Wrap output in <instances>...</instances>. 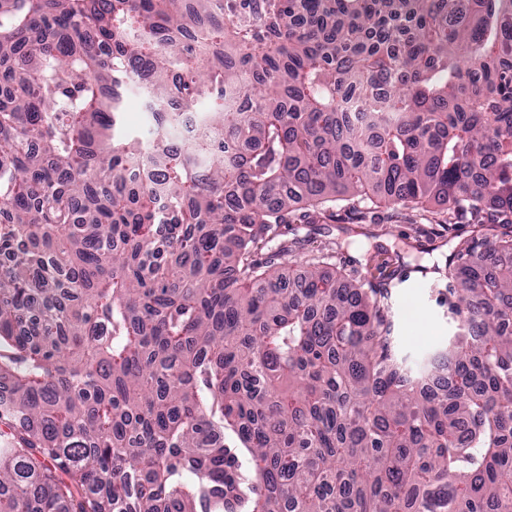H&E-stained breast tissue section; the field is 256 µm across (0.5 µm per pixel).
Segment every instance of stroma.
I'll return each instance as SVG.
<instances>
[{"label":"stroma","mask_w":512,"mask_h":512,"mask_svg":"<svg viewBox=\"0 0 512 512\" xmlns=\"http://www.w3.org/2000/svg\"><path fill=\"white\" fill-rule=\"evenodd\" d=\"M281 234L293 250L294 261L321 252L334 256L328 273L342 268L365 282L390 285L396 323V348L410 361H419L430 338L448 340L456 322L443 303L448 279L422 274L417 265H442L448 250L463 242V226L449 228L437 206L408 209L368 201H340L282 225Z\"/></svg>","instance_id":"obj_1"}]
</instances>
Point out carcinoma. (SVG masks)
I'll list each match as a JSON object with an SVG mask.
<instances>
[{
  "mask_svg": "<svg viewBox=\"0 0 512 512\" xmlns=\"http://www.w3.org/2000/svg\"><path fill=\"white\" fill-rule=\"evenodd\" d=\"M344 197L474 217L446 350L289 266ZM1 252L0 512H512V0H0ZM385 89L376 87L371 89L367 94L359 92L349 93L343 100V109L362 121L364 124H371L374 118V110L371 107L372 102L383 103ZM145 111L139 98L129 96L127 99L126 111L124 112V121L122 131L133 138H140L146 143L150 120L147 119Z\"/></svg>",
  "mask_w": 512,
  "mask_h": 512,
  "instance_id": "1",
  "label": "carcinoma"
}]
</instances>
